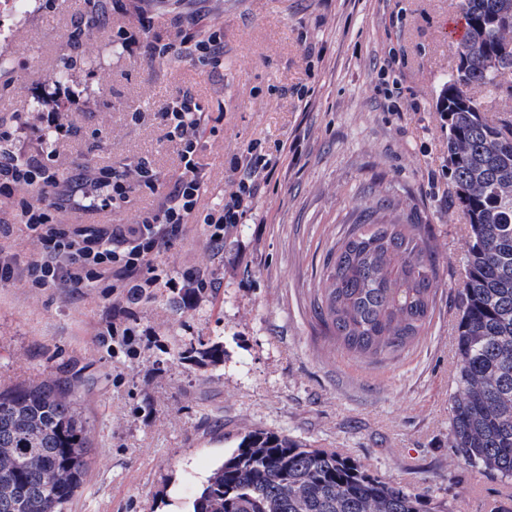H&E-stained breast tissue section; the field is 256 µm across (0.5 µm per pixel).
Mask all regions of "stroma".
Here are the masks:
<instances>
[{
  "label": "stroma",
  "mask_w": 512,
  "mask_h": 512,
  "mask_svg": "<svg viewBox=\"0 0 512 512\" xmlns=\"http://www.w3.org/2000/svg\"><path fill=\"white\" fill-rule=\"evenodd\" d=\"M103 2L96 18L84 0H31L24 15L0 13L9 28L0 53L12 59L0 72L1 121L63 113L71 134L62 170L145 160L165 185L177 162L152 115L190 89L222 116L204 150V204L229 190V156L249 142L280 165L276 187L226 242L217 292L191 305L165 292L139 306L158 348L102 351L95 333L112 310L100 290L0 282V386L75 363L93 377L81 409L94 451L69 512H188L246 425L336 449L450 512L512 502V487L458 461L448 438L467 223L451 192L436 100L457 62L459 0H155V38L198 13L221 27L224 69L210 77L180 58L114 54L113 26L133 27L137 14L113 15L112 0ZM77 29L99 47L95 61L71 69L66 85L79 99L70 102L52 73L79 57ZM388 57L398 62L396 115L376 92V66ZM98 69L109 71L107 83H97ZM135 110L145 121L131 122ZM286 143L296 153L281 155ZM367 211L428 225L441 258L430 324L383 363L337 350L314 318L328 257ZM198 340L223 342V364L158 372L165 349Z\"/></svg>",
  "instance_id": "1"
}]
</instances>
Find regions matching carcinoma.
Segmentation results:
<instances>
[{"mask_svg": "<svg viewBox=\"0 0 512 512\" xmlns=\"http://www.w3.org/2000/svg\"><path fill=\"white\" fill-rule=\"evenodd\" d=\"M458 63L437 99L448 173L468 221L458 288L450 447L469 467L512 481V123L485 116L470 87L512 90V0H460ZM314 316L337 348L393 359L430 323L440 259L426 224L367 213L336 244ZM172 358L214 367L224 343ZM78 370L0 391V512H66L92 451ZM191 512H437L431 497L332 448L245 426Z\"/></svg>", "mask_w": 512, "mask_h": 512, "instance_id": "cac0c4a2", "label": "carcinoma"}]
</instances>
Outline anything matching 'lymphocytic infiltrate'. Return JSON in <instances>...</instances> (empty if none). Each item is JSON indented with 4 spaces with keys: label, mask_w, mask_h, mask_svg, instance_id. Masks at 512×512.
I'll use <instances>...</instances> for the list:
<instances>
[{
    "label": "lymphocytic infiltrate",
    "mask_w": 512,
    "mask_h": 512,
    "mask_svg": "<svg viewBox=\"0 0 512 512\" xmlns=\"http://www.w3.org/2000/svg\"><path fill=\"white\" fill-rule=\"evenodd\" d=\"M154 13L139 8L137 25L118 27L112 45L127 54L145 51L163 59L185 58L212 75L224 67L220 27L177 26L172 40L153 38ZM158 117L176 153L178 174L154 208L135 213L127 224H66L70 212L119 211L133 190L156 194L159 175L144 165L122 171L100 167L60 169L56 142L68 135L54 114L24 112L0 122V282L25 288L107 289L112 318L99 335L116 337L121 346L151 344L136 310L160 289L181 293L186 287L217 288L214 266L224 257V241L254 210L262 185L270 184L277 165L266 159L260 142L249 143L228 160L231 189L210 208L200 201L208 177L202 163L205 144L218 128L210 107L192 91L172 99ZM201 225L207 259L175 276L164 256L183 239L189 225Z\"/></svg>",
    "instance_id": "f902f5d3"
}]
</instances>
